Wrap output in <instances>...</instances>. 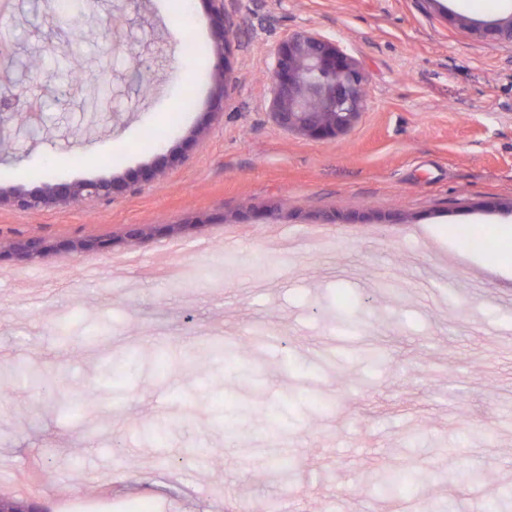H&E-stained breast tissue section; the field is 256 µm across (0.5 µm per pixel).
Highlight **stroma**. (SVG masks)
<instances>
[{
    "label": "stroma",
    "mask_w": 512,
    "mask_h": 512,
    "mask_svg": "<svg viewBox=\"0 0 512 512\" xmlns=\"http://www.w3.org/2000/svg\"><path fill=\"white\" fill-rule=\"evenodd\" d=\"M69 56L58 0L0 12L15 66L0 95L42 104L37 135L11 123L0 188L129 180L169 152L159 184L66 208L0 211V368L64 381L0 395V482L50 470L42 512H396L351 486L428 472L416 498L479 512L512 490V277L476 223L512 224V43L484 33L512 0H224L223 100L207 0H80ZM336 40L367 78L355 125L311 141L271 116L272 50L297 31ZM91 73L95 82H79ZM152 231L128 247L132 229ZM112 239L109 251H74ZM358 316L342 318V311ZM278 337L257 348V333ZM237 346L249 376L201 357ZM122 375L112 385L104 368ZM221 382L196 389L201 369ZM89 402L80 397L87 391ZM194 413L192 423L182 412ZM166 425L152 441L148 428ZM294 486L273 472L281 455ZM471 462L479 485L450 484Z\"/></svg>",
    "instance_id": "1"
}]
</instances>
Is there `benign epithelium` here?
Wrapping results in <instances>:
<instances>
[{
    "mask_svg": "<svg viewBox=\"0 0 512 512\" xmlns=\"http://www.w3.org/2000/svg\"><path fill=\"white\" fill-rule=\"evenodd\" d=\"M211 4L213 30L212 52L217 59L212 78L217 95H224L225 47L228 27L224 0H208ZM497 39L512 42V15L487 29ZM366 78L361 68L336 41L311 32H297L279 41L273 49L271 72L272 116L281 128L312 141H332L348 131L359 119L366 105ZM28 103L15 101L0 111V155L8 156V141L3 128L23 112ZM178 162L170 154L155 166L142 171L137 180L159 182L168 168ZM128 183L106 179L96 182L45 183L28 191L22 188L0 190V207L19 211H35L46 207L66 208L87 198H113L125 192ZM26 260L45 255L48 247L30 238L14 247Z\"/></svg>",
    "mask_w": 512,
    "mask_h": 512,
    "instance_id": "7a95c632",
    "label": "benign epithelium"
}]
</instances>
